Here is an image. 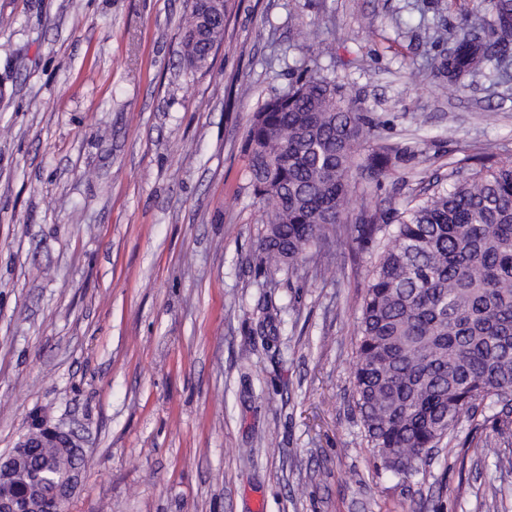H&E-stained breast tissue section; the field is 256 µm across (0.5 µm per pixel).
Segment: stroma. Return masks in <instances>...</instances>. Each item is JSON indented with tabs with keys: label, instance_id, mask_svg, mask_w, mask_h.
I'll return each instance as SVG.
<instances>
[{
	"label": "stroma",
	"instance_id": "stroma-1",
	"mask_svg": "<svg viewBox=\"0 0 512 512\" xmlns=\"http://www.w3.org/2000/svg\"><path fill=\"white\" fill-rule=\"evenodd\" d=\"M188 0H0V453L41 408L74 423L70 512H512V413L463 420L423 476L367 446L353 370L377 246L259 250L254 112L320 63L371 124L388 209L490 151L512 159V77L452 95L435 71L474 0H228L209 69L180 55Z\"/></svg>",
	"mask_w": 512,
	"mask_h": 512
}]
</instances>
